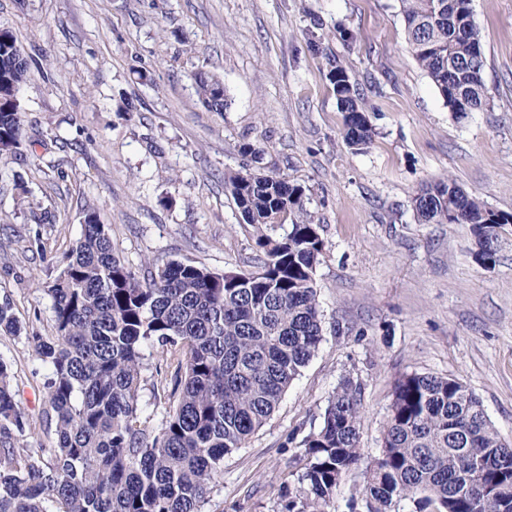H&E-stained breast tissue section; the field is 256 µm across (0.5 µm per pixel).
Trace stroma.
<instances>
[{
  "instance_id": "1",
  "label": "stroma",
  "mask_w": 512,
  "mask_h": 512,
  "mask_svg": "<svg viewBox=\"0 0 512 512\" xmlns=\"http://www.w3.org/2000/svg\"><path fill=\"white\" fill-rule=\"evenodd\" d=\"M471 8L488 105L458 117L414 60L399 0H0V21L29 61L24 120L43 139L0 157V303L26 328L49 331L42 287L90 213L134 267L255 269L256 233L224 186L242 145L303 188L320 226L323 341L270 420L225 457L205 512H281L302 439L346 378L361 386L362 465L344 476L331 512H348L360 494L404 375L459 379L512 442V224L486 265L470 225L419 223L411 204L449 177L512 213V0ZM311 30L323 55L307 47ZM331 55L369 110L374 137L360 152L343 137ZM200 71L223 78L224 111L200 102ZM0 358L34 420L31 444L53 447L32 347L2 334Z\"/></svg>"
}]
</instances>
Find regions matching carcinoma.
Returning <instances> with one entry per match:
<instances>
[{"label": "carcinoma", "mask_w": 512, "mask_h": 512, "mask_svg": "<svg viewBox=\"0 0 512 512\" xmlns=\"http://www.w3.org/2000/svg\"><path fill=\"white\" fill-rule=\"evenodd\" d=\"M413 57L451 111L486 104L482 35L469 0H400ZM345 141L367 147L373 129L347 68L328 59ZM28 62L0 22V155L26 138L17 94ZM202 104L227 107L223 81L195 75ZM265 259L255 272L216 273L170 261L140 276L112 250L106 225L86 216L63 269L43 288L54 334L25 335L44 383L55 447L28 443L33 424L0 358V512H204L224 457L270 418L323 340L316 266L324 243L303 188L258 169L224 177ZM422 224H469L495 261L512 214L495 211L451 179L412 198ZM283 227L273 238L267 229ZM19 337L10 302L0 333ZM174 368L169 409L154 427L140 405L149 361ZM360 386L343 380L320 427L302 441L304 470L282 512H327L361 460ZM366 512H512V444L481 399L457 378L407 374L396 384L383 449L364 472Z\"/></svg>", "instance_id": "cac0c4a2"}]
</instances>
